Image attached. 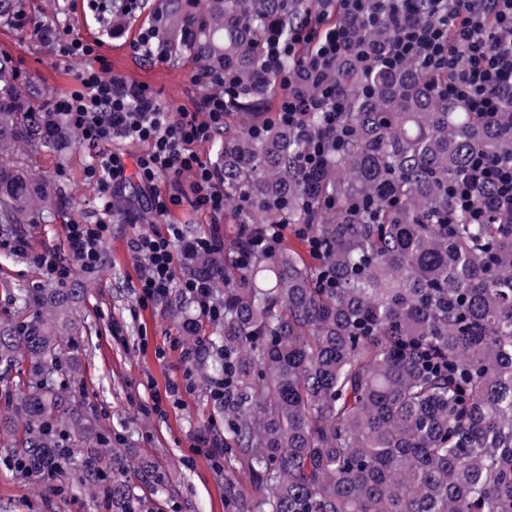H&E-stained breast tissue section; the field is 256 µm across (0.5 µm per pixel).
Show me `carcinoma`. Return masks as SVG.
I'll return each instance as SVG.
<instances>
[{
    "label": "carcinoma",
    "instance_id": "obj_1",
    "mask_svg": "<svg viewBox=\"0 0 512 512\" xmlns=\"http://www.w3.org/2000/svg\"><path fill=\"white\" fill-rule=\"evenodd\" d=\"M317 0H173L169 26L193 30L190 49L233 76L226 112L250 114L279 89L261 69L269 25L283 37ZM20 21L0 0V23ZM379 48L388 21H357ZM343 108L321 170L299 158L309 139L277 124L260 134L224 125L217 158L234 241L194 260L224 296V331L189 337L211 350L205 378L224 377V466L245 512H512V219L476 224L454 187L476 154L512 162V101L492 118L448 99L446 73L415 63L361 67L345 55L326 72ZM0 58V227L45 220L61 199L18 149L73 141ZM286 224L305 247L268 253L257 230ZM320 243L310 253L308 238ZM248 264L239 265L241 254ZM328 274L334 288L321 287ZM12 299L37 306L21 285ZM70 309L0 324V366L28 361L29 382L5 402L17 458L41 481L80 429L64 382ZM79 463L112 512H139L127 477L103 466L109 438Z\"/></svg>",
    "mask_w": 512,
    "mask_h": 512
}]
</instances>
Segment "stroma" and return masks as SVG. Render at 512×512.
I'll return each instance as SVG.
<instances>
[{
    "instance_id": "obj_1",
    "label": "stroma",
    "mask_w": 512,
    "mask_h": 512,
    "mask_svg": "<svg viewBox=\"0 0 512 512\" xmlns=\"http://www.w3.org/2000/svg\"><path fill=\"white\" fill-rule=\"evenodd\" d=\"M158 2L149 0L141 13L113 20L103 53L114 73L150 85L163 105L189 109L203 93L190 82L200 68L199 59L186 51L172 55L169 62L147 64L135 58L129 47L140 27L150 22ZM25 12L27 26L0 25V52L49 100L75 87L82 64L55 56L32 37V26L61 19L85 36L95 35L98 26L86 16L81 0H25ZM26 156L46 173L48 191L61 192L63 201L49 223L25 225L18 234L28 243L26 252L13 251L10 242L16 234L0 233V321L17 317L7 286L50 287L33 255L69 261L65 225L95 216L96 187L85 177L91 162L87 149L67 142L27 151ZM151 228L148 221L125 223L123 213L114 212L104 265L92 276L74 270L70 285L80 291L73 305L79 346L69 356V382L82 397L85 426L90 432L110 435L124 462L136 466L133 482L142 512H231L224 492L225 472L214 470L202 457L193 466L183 464L195 433L209 429L219 435L224 430V412L211 399L208 383L197 381L183 407L169 409L166 417L146 416L138 410L167 382L181 379L179 352L170 342L181 336L182 321L191 312L177 294L163 307L137 306L127 241L139 230ZM56 484L61 494L42 493L25 474L0 468V512H112L103 497L78 484L75 470H64Z\"/></svg>"
}]
</instances>
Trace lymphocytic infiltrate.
<instances>
[{"label": "lymphocytic infiltrate", "mask_w": 512, "mask_h": 512, "mask_svg": "<svg viewBox=\"0 0 512 512\" xmlns=\"http://www.w3.org/2000/svg\"><path fill=\"white\" fill-rule=\"evenodd\" d=\"M394 0H320L321 12L340 9L348 17L369 16L389 19L396 29L394 40L374 53L354 43L348 27L323 26L321 20L308 19L297 24L291 36L282 37L278 28L266 35L262 62L265 69L280 77L283 94L271 123L293 130H306L309 113H325L336 118V89L320 84L316 93L304 96L295 89L298 72L288 69L295 46L311 48L303 69L322 74L346 54L368 63L381 61L390 68L418 63L423 69L445 72L450 81L445 93L460 102L467 111L493 115L507 99H512V0H430L435 21L417 22L412 12L397 11ZM33 36L66 60L80 59L86 66L76 76L71 91L53 98L55 112L78 135L79 144L91 151L92 162L86 177L97 188V217L94 221L65 227V241L72 264L53 256L35 255V263L48 279L67 285L73 268L93 275L104 260V247L112 236L109 216L114 202L127 180L123 145L139 147L134 165L139 185L147 193V210L164 220L161 231L138 232L127 242L136 267V302L139 306L168 303L172 293L180 295L195 309L185 319V334L197 332L200 321L217 322L224 307L217 299L211 278L192 270L197 254L224 244L219 226L224 221V171L198 153L201 145L213 142L224 133L227 114L223 93H206L193 110L172 111L160 104L149 85L134 83L105 67L102 49L110 29L87 38L74 34L66 22H54L33 28ZM133 54L150 63L166 62L171 47L164 32V13L155 10L151 23L140 29L130 45ZM475 177L494 189L491 205L473 204L469 181H461L455 197L461 208L470 210L476 223L489 220L491 214L512 216V163L503 164L477 155L471 161ZM190 175L182 185V175ZM167 188H160V181ZM187 206L197 213L209 214L213 229L207 235H191L183 225L170 223L171 214ZM184 367L181 380L169 382L163 393L140 404L141 413L160 415L165 405L182 404L195 387L193 371L204 355L201 347L177 342Z\"/></svg>", "instance_id": "1"}]
</instances>
